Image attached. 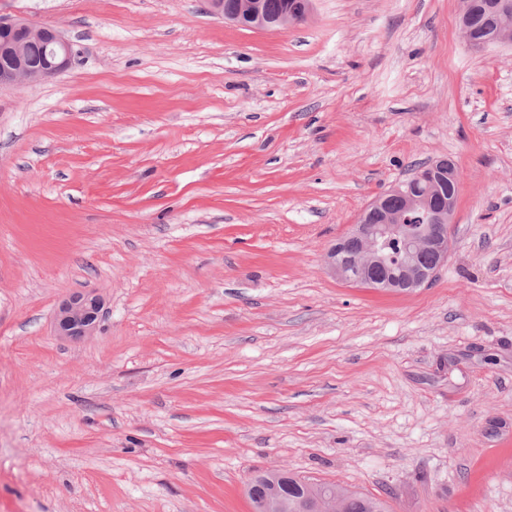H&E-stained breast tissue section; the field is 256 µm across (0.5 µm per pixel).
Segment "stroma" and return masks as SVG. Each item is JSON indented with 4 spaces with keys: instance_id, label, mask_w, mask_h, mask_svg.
I'll list each match as a JSON object with an SVG mask.
<instances>
[{
    "instance_id": "stroma-1",
    "label": "stroma",
    "mask_w": 512,
    "mask_h": 512,
    "mask_svg": "<svg viewBox=\"0 0 512 512\" xmlns=\"http://www.w3.org/2000/svg\"><path fill=\"white\" fill-rule=\"evenodd\" d=\"M67 71L0 88V512H251L285 469L390 512H512V48L459 0H0ZM459 173L448 261L325 266L415 164ZM86 289L94 335L54 311ZM290 0H266L271 15L278 16ZM207 10L218 17L242 27L275 33L288 26V14L271 17L265 0H237L231 7H224V0H205ZM472 36L478 42H493L497 34L494 13L486 8L474 16L471 21ZM104 307L103 298L94 290L76 292L61 301L55 312L57 334L69 340L91 336Z\"/></svg>"
}]
</instances>
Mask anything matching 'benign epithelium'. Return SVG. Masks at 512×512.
Returning a JSON list of instances; mask_svg holds the SVG:
<instances>
[{
	"label": "benign epithelium",
	"mask_w": 512,
	"mask_h": 512,
	"mask_svg": "<svg viewBox=\"0 0 512 512\" xmlns=\"http://www.w3.org/2000/svg\"><path fill=\"white\" fill-rule=\"evenodd\" d=\"M205 4L211 14L242 27L275 33L288 26V16L272 17L267 13L265 0H237L230 7L224 6V0H205ZM476 7L475 0H461L460 24L467 47L483 50L487 45L469 38V23ZM33 42L43 48L44 62L40 66L28 59L27 47ZM78 56L75 44L52 27L0 18V86L23 88L40 82L68 69ZM395 194L405 198L402 211L393 213L384 202H375L380 221H358L348 235L328 249L325 264L332 276L350 284L398 293L422 288L435 278L448 260L453 201H448V209L433 214L431 190L414 194L397 185L387 192L389 196ZM394 240L403 245L396 254L389 251ZM427 256L428 264L424 262ZM103 307V298L94 290L69 295L55 312L57 334L74 341L92 335ZM287 480L286 475H274L273 491L259 512H296L297 504L278 487V482ZM312 512H340V497L334 494L315 499Z\"/></svg>",
	"instance_id": "obj_1"
}]
</instances>
